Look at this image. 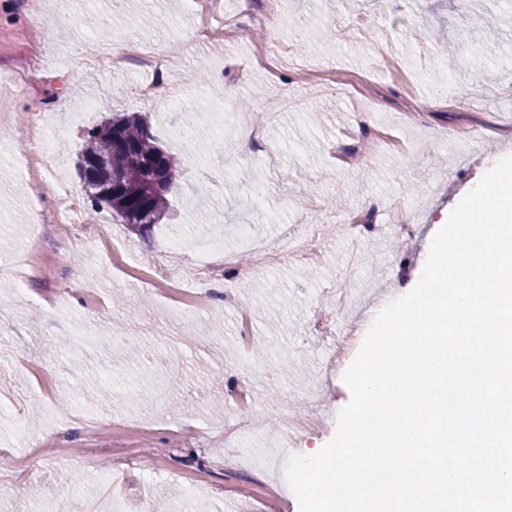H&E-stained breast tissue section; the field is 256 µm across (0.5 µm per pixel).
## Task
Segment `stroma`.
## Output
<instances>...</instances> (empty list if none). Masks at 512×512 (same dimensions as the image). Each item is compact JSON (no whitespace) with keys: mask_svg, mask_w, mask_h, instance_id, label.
<instances>
[{"mask_svg":"<svg viewBox=\"0 0 512 512\" xmlns=\"http://www.w3.org/2000/svg\"><path fill=\"white\" fill-rule=\"evenodd\" d=\"M266 0H220L237 39L197 37L194 0H0V472L27 448L30 417L45 450L49 482L25 477L0 495V512H299L284 478L289 454L323 447L350 399L340 339L315 335L319 311L341 332L365 335L391 300L422 273L432 236L472 185L512 155V0H282L261 21ZM125 48L110 66L80 61ZM472 43L446 47L460 28ZM437 40L415 41V30ZM199 72L204 83L188 81ZM175 88L186 102H220L204 136L180 139V110L143 96L145 85ZM42 114L58 142V176L82 190L85 132L115 114L146 118L159 144L182 155L175 219L142 237L110 208L82 202L84 252L63 267L49 250L58 237L54 191L36 194L32 156L18 136ZM476 121L483 136L453 149L451 124ZM263 179L253 182L251 172ZM371 214L376 229L347 237L343 217ZM319 225L317 265L251 266L250 244H276L285 227ZM410 225L403 233L401 225ZM223 235L204 261L213 287L234 293L189 315L112 263L171 274L198 255L174 237ZM249 268L225 273V258ZM349 300L337 305L336 291ZM251 347H244L241 308ZM258 401L263 430L235 442L185 439L180 424L233 428L242 417L213 409L239 387ZM314 430L292 436L305 413ZM152 464H144V457ZM116 471L109 488L100 473ZM80 477L65 497L54 484Z\"/></svg>","mask_w":512,"mask_h":512,"instance_id":"1","label":"stroma"}]
</instances>
